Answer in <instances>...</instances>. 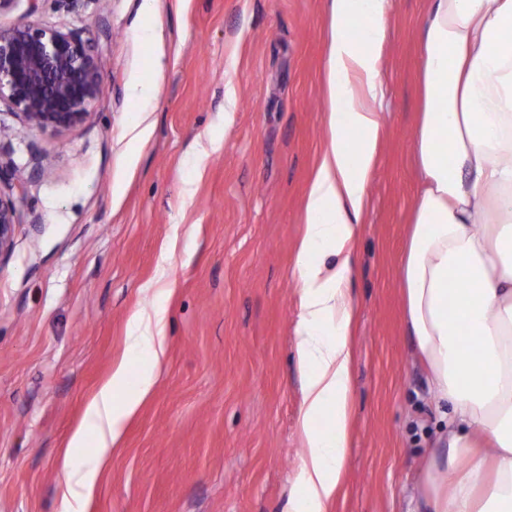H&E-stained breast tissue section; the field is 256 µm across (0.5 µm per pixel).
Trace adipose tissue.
<instances>
[{
    "instance_id": "adipose-tissue-1",
    "label": "adipose tissue",
    "mask_w": 512,
    "mask_h": 512,
    "mask_svg": "<svg viewBox=\"0 0 512 512\" xmlns=\"http://www.w3.org/2000/svg\"><path fill=\"white\" fill-rule=\"evenodd\" d=\"M324 149L305 201L295 268V350L305 373L306 448L289 512H327L350 446L347 284L384 125L390 0H327ZM420 172L402 264L406 327L428 367L442 431L418 471L423 512H512V0H428ZM163 308L133 315L138 371L120 364L71 449L97 456L155 383Z\"/></svg>"
}]
</instances>
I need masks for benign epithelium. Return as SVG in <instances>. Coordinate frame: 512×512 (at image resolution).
<instances>
[{
  "label": "benign epithelium",
  "mask_w": 512,
  "mask_h": 512,
  "mask_svg": "<svg viewBox=\"0 0 512 512\" xmlns=\"http://www.w3.org/2000/svg\"><path fill=\"white\" fill-rule=\"evenodd\" d=\"M101 93L92 46L35 21L0 29V103L31 130L82 124ZM22 178L0 165V264L12 254L23 203Z\"/></svg>",
  "instance_id": "obj_1"
}]
</instances>
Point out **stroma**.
I'll return each mask as SVG.
<instances>
[{
	"label": "stroma",
	"mask_w": 512,
	"mask_h": 512,
	"mask_svg": "<svg viewBox=\"0 0 512 512\" xmlns=\"http://www.w3.org/2000/svg\"><path fill=\"white\" fill-rule=\"evenodd\" d=\"M325 3L156 0L147 17L141 0H14L0 12L4 29L30 19L93 39L102 79L67 131L26 129L0 105V161L28 187L0 267V512H60L66 468L95 456L68 453L71 436L115 366L137 368L129 321L157 304L156 384L78 512H288L305 448L294 269L327 145ZM427 6L390 3L386 119L350 281L352 446L329 512H413L441 426L399 278ZM136 80L148 108L129 96ZM141 120L150 132L132 140Z\"/></svg>",
	"instance_id": "obj_1"
}]
</instances>
